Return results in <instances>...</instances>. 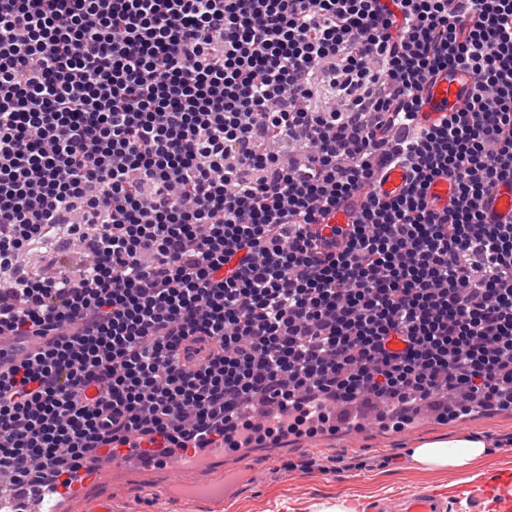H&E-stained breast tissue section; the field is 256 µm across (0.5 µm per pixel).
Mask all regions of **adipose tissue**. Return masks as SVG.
<instances>
[{"label": "adipose tissue", "instance_id": "1", "mask_svg": "<svg viewBox=\"0 0 512 512\" xmlns=\"http://www.w3.org/2000/svg\"><path fill=\"white\" fill-rule=\"evenodd\" d=\"M488 452L489 443L481 435H451L419 441L412 450V459L427 469L450 468L466 476L486 459Z\"/></svg>", "mask_w": 512, "mask_h": 512}]
</instances>
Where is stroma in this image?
Masks as SVG:
<instances>
[{"instance_id":"35a3bbf8","label":"stroma","mask_w":512,"mask_h":512,"mask_svg":"<svg viewBox=\"0 0 512 512\" xmlns=\"http://www.w3.org/2000/svg\"><path fill=\"white\" fill-rule=\"evenodd\" d=\"M483 435L495 447L471 473V483L486 488L502 475L512 476V409L502 408L452 422L438 420L422 409L401 431L378 427L345 430L317 441L284 440L256 449L254 482L242 485L223 500H176L167 495V474L131 470L110 484L112 512H319L322 504H341L347 512H369L379 500L408 497L421 490L447 495L448 512H482L483 501L458 498L460 476L450 469L427 471L410 457L423 439L453 434ZM357 452V467L336 473L285 470V462L308 454Z\"/></svg>"}]
</instances>
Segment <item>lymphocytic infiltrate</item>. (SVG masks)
<instances>
[{"label":"lymphocytic infiltrate","instance_id":"obj_1","mask_svg":"<svg viewBox=\"0 0 512 512\" xmlns=\"http://www.w3.org/2000/svg\"><path fill=\"white\" fill-rule=\"evenodd\" d=\"M497 187L512 0H0V336L43 339L0 371V495L332 433L329 400L512 405ZM466 103L467 98L461 93L460 83L443 74L432 84L425 113L431 118H437L447 112L464 108Z\"/></svg>","mask_w":512,"mask_h":512}]
</instances>
